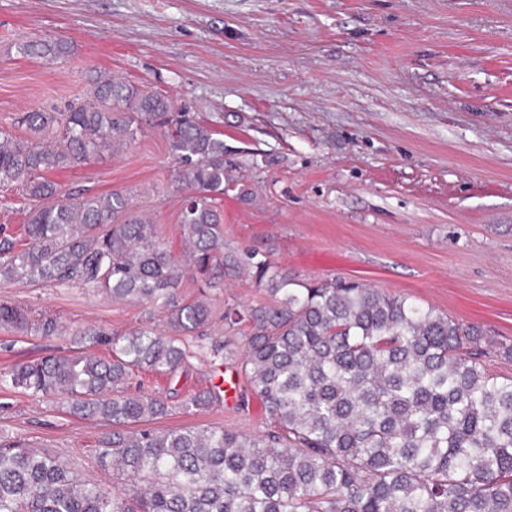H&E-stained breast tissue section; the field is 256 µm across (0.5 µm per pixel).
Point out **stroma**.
<instances>
[{
  "label": "stroma",
  "mask_w": 512,
  "mask_h": 512,
  "mask_svg": "<svg viewBox=\"0 0 512 512\" xmlns=\"http://www.w3.org/2000/svg\"><path fill=\"white\" fill-rule=\"evenodd\" d=\"M64 37L56 60L22 56L27 40ZM170 97L221 134L238 188L224 194V248L259 252L304 281L345 277L485 327L512 342V0H0V128L19 113L65 110L91 70ZM156 129L123 151L52 173L64 192L124 193L184 254L185 191ZM206 299L209 336L242 352L225 306L262 288L226 273ZM0 302L57 318L63 337L0 327V369L79 344L69 334L124 333L162 321L148 307L81 286L11 282ZM232 362L191 358L175 380L137 371L165 397L153 430L264 431L261 400L185 412L182 400L224 382ZM107 423L60 400L0 388V432L50 451L84 478L121 490L93 457Z\"/></svg>",
  "instance_id": "stroma-1"
}]
</instances>
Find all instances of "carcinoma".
Segmentation results:
<instances>
[{
    "instance_id": "1",
    "label": "carcinoma",
    "mask_w": 512,
    "mask_h": 512,
    "mask_svg": "<svg viewBox=\"0 0 512 512\" xmlns=\"http://www.w3.org/2000/svg\"><path fill=\"white\" fill-rule=\"evenodd\" d=\"M18 52L57 58L68 43L26 41ZM88 83L65 112L24 113L26 137L0 130V187L30 201L20 236L0 227V282L94 288L149 306L164 328L79 329L75 341L106 345L111 359L83 351L0 371L1 388L110 422L95 462L124 481L111 493L0 433V512H512V376L485 364L492 354L512 360V345L357 280L304 283L265 258L224 252L220 203L233 182L224 140L185 113L173 117L162 93L101 71ZM148 127L167 137L175 181L191 190L180 212L186 260L123 193L74 199L48 178L124 149ZM236 269L267 295L225 308L224 326H251L238 368L270 429H135L169 406L131 391L133 371L174 376L193 357L186 337H202L212 318L203 298L181 294L184 277L204 294ZM0 325L65 335L57 319L32 322L8 303ZM219 398L213 386L183 408Z\"/></svg>"
}]
</instances>
